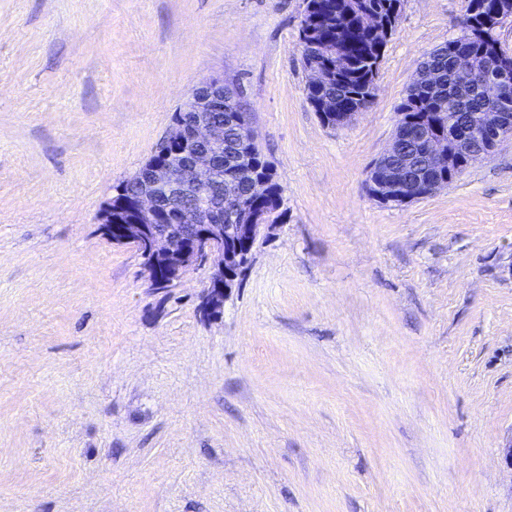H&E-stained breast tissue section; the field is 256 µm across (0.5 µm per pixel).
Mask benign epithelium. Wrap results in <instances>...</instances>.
Instances as JSON below:
<instances>
[{
	"instance_id": "benign-epithelium-1",
	"label": "benign epithelium",
	"mask_w": 512,
	"mask_h": 512,
	"mask_svg": "<svg viewBox=\"0 0 512 512\" xmlns=\"http://www.w3.org/2000/svg\"><path fill=\"white\" fill-rule=\"evenodd\" d=\"M308 52L344 61L342 42H308ZM308 84L322 87L332 80L330 66L307 65ZM457 74L467 84L478 86L484 106L471 115L465 136L443 132L439 123L418 127L423 146L422 172L389 164L397 136L373 161L367 172L368 194L382 204L401 205L429 197L445 184L426 174L451 173L459 165L470 167L486 159L496 146L512 140V113L502 104L512 94V56L496 48L456 60ZM232 90L215 77L193 90L172 122L166 141L153 152L134 175L141 189L118 200L109 199L97 220L100 233L118 245L133 247L141 259L142 278L148 287H176L201 263L210 275L201 300V310L210 315L221 310L224 298L250 266L257 242L275 228L279 207L270 203V181L257 172L247 173L245 190L223 188L224 130L232 125L256 134L247 115H224ZM323 118L340 127L357 112L326 95L313 102ZM234 223H224V212Z\"/></svg>"
}]
</instances>
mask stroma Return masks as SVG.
I'll return each instance as SVG.
<instances>
[{
    "label": "stroma",
    "instance_id": "obj_1",
    "mask_svg": "<svg viewBox=\"0 0 512 512\" xmlns=\"http://www.w3.org/2000/svg\"><path fill=\"white\" fill-rule=\"evenodd\" d=\"M466 0H404L377 97L306 99L305 0H0V512H512V141L437 194L367 171ZM278 181L216 316L97 215L214 77Z\"/></svg>",
    "mask_w": 512,
    "mask_h": 512
}]
</instances>
